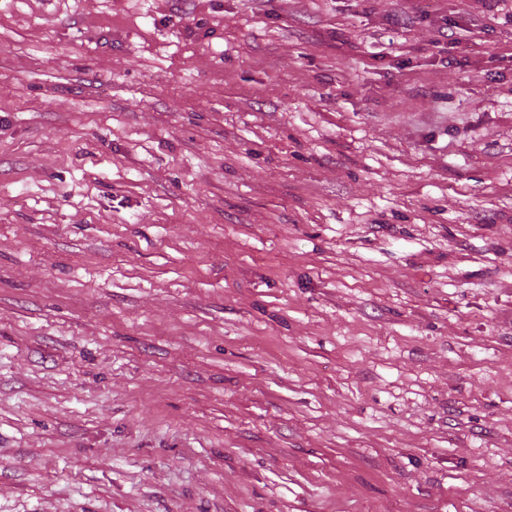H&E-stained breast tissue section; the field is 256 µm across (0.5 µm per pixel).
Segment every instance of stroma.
I'll use <instances>...</instances> for the list:
<instances>
[{"instance_id":"obj_1","label":"stroma","mask_w":512,"mask_h":512,"mask_svg":"<svg viewBox=\"0 0 512 512\" xmlns=\"http://www.w3.org/2000/svg\"><path fill=\"white\" fill-rule=\"evenodd\" d=\"M0 512H512V0H0Z\"/></svg>"}]
</instances>
